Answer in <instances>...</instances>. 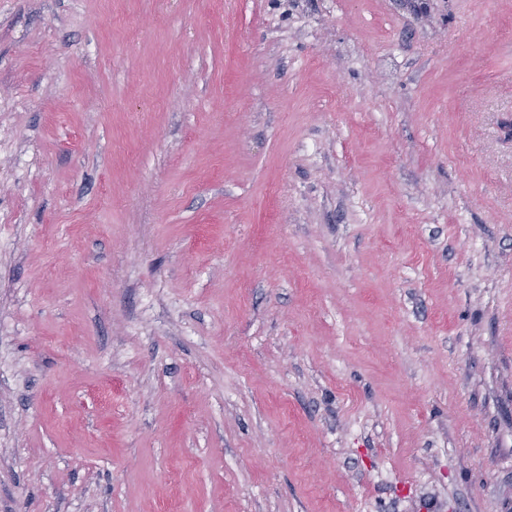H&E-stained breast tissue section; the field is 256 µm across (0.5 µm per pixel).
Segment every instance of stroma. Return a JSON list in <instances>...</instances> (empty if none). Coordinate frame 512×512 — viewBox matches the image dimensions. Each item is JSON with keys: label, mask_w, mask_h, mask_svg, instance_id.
I'll return each mask as SVG.
<instances>
[{"label": "stroma", "mask_w": 512, "mask_h": 512, "mask_svg": "<svg viewBox=\"0 0 512 512\" xmlns=\"http://www.w3.org/2000/svg\"><path fill=\"white\" fill-rule=\"evenodd\" d=\"M0 512H512V0H0Z\"/></svg>", "instance_id": "1"}]
</instances>
